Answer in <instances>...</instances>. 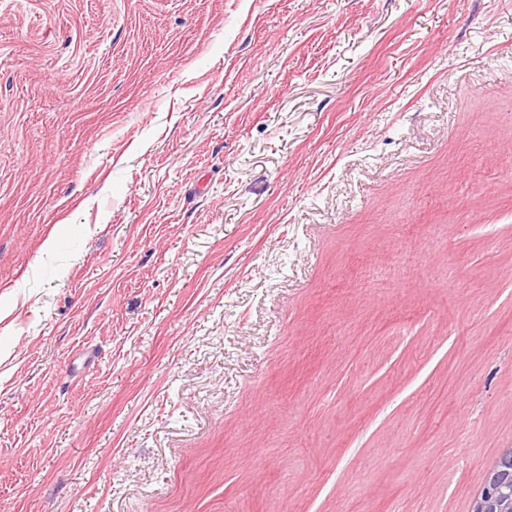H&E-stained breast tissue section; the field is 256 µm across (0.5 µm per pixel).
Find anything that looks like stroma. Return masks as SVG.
I'll list each match as a JSON object with an SVG mask.
<instances>
[{"label": "stroma", "instance_id": "stroma-1", "mask_svg": "<svg viewBox=\"0 0 512 512\" xmlns=\"http://www.w3.org/2000/svg\"><path fill=\"white\" fill-rule=\"evenodd\" d=\"M0 310V512H474L512 0H0Z\"/></svg>", "mask_w": 512, "mask_h": 512}]
</instances>
